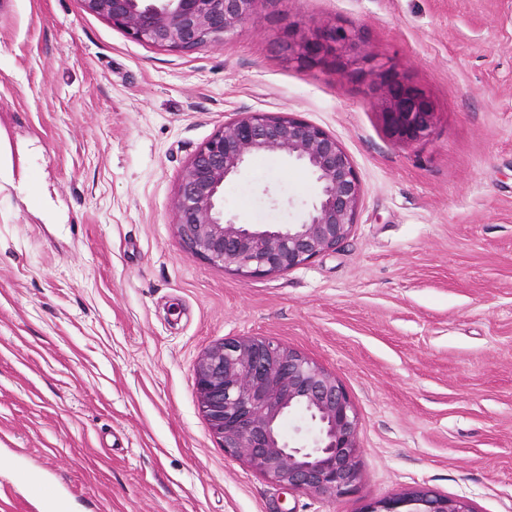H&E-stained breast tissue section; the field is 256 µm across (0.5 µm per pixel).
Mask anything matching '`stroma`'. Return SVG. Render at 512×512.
Here are the masks:
<instances>
[{"label": "stroma", "instance_id": "35a3bbf8", "mask_svg": "<svg viewBox=\"0 0 512 512\" xmlns=\"http://www.w3.org/2000/svg\"><path fill=\"white\" fill-rule=\"evenodd\" d=\"M327 24L356 36L340 66L288 55L289 31ZM387 75L433 103L422 140L372 106ZM241 112L297 114L351 157L362 200L335 250L248 278L188 254L181 172ZM316 193L300 163L259 155L224 216L298 224ZM232 336L340 379L352 494L224 451L194 366ZM19 470L67 512H361L414 488L512 512V0H259L188 54L81 0H0V512H43ZM16 481L27 497L40 502L43 508L47 510L46 512L66 511V499L51 484L25 474L18 475Z\"/></svg>", "mask_w": 512, "mask_h": 512}]
</instances>
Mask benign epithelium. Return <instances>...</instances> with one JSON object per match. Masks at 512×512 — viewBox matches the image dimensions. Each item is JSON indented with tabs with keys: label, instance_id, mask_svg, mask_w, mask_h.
I'll return each mask as SVG.
<instances>
[{
	"label": "benign epithelium",
	"instance_id": "7a95c632",
	"mask_svg": "<svg viewBox=\"0 0 512 512\" xmlns=\"http://www.w3.org/2000/svg\"><path fill=\"white\" fill-rule=\"evenodd\" d=\"M130 38L178 52L222 40L252 17L260 0H82ZM353 41L342 29L292 33L289 55L323 60ZM374 104L399 139L417 140L434 109L418 89L392 79ZM259 153L301 163L318 186L300 224H237L224 217V185ZM361 199L357 171L336 137L288 112H245L202 145L183 169L175 200L178 234L189 253L243 276L269 275L333 250L351 232ZM199 407L224 451L267 480L330 499L360 481L357 415L336 375L303 353L262 337H226L197 360ZM298 421L295 439L282 420ZM363 512H473L463 498L415 490L368 504Z\"/></svg>",
	"mask_w": 512,
	"mask_h": 512
}]
</instances>
